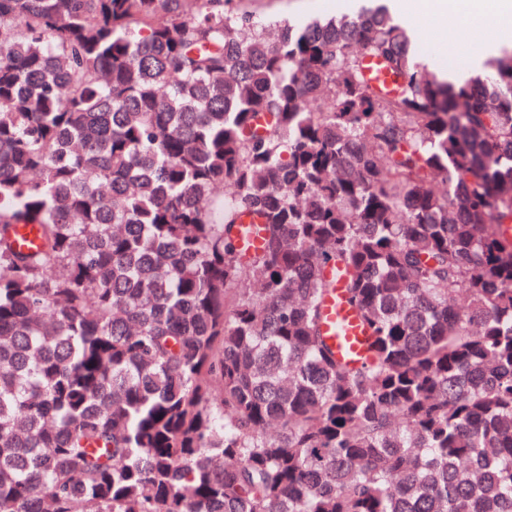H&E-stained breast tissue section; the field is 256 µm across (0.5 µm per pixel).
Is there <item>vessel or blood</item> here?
<instances>
[{
  "label": "vessel or blood",
  "mask_w": 512,
  "mask_h": 512,
  "mask_svg": "<svg viewBox=\"0 0 512 512\" xmlns=\"http://www.w3.org/2000/svg\"><path fill=\"white\" fill-rule=\"evenodd\" d=\"M324 332L337 357L349 361H362L366 354V340L354 312L344 303L340 291L327 297L324 308Z\"/></svg>",
  "instance_id": "b4317fda"
}]
</instances>
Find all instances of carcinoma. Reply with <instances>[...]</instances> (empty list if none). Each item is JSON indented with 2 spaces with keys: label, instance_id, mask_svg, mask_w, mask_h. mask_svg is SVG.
Masks as SVG:
<instances>
[{
  "label": "carcinoma",
  "instance_id": "obj_1",
  "mask_svg": "<svg viewBox=\"0 0 512 512\" xmlns=\"http://www.w3.org/2000/svg\"><path fill=\"white\" fill-rule=\"evenodd\" d=\"M0 512H512V52L0 0ZM324 332L336 356L361 362L366 354V340L354 312L343 302L339 288L327 297L323 308Z\"/></svg>",
  "mask_w": 512,
  "mask_h": 512
}]
</instances>
